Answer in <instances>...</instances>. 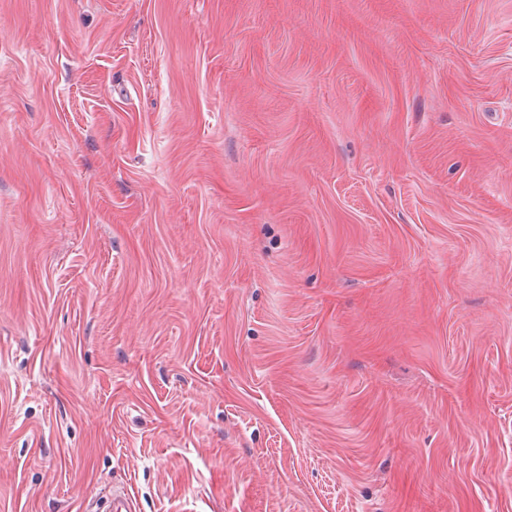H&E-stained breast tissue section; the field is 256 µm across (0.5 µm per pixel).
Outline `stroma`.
I'll list each match as a JSON object with an SVG mask.
<instances>
[{
  "label": "stroma",
  "instance_id": "obj_1",
  "mask_svg": "<svg viewBox=\"0 0 512 512\" xmlns=\"http://www.w3.org/2000/svg\"><path fill=\"white\" fill-rule=\"evenodd\" d=\"M512 512V0H0V512Z\"/></svg>",
  "mask_w": 512,
  "mask_h": 512
}]
</instances>
